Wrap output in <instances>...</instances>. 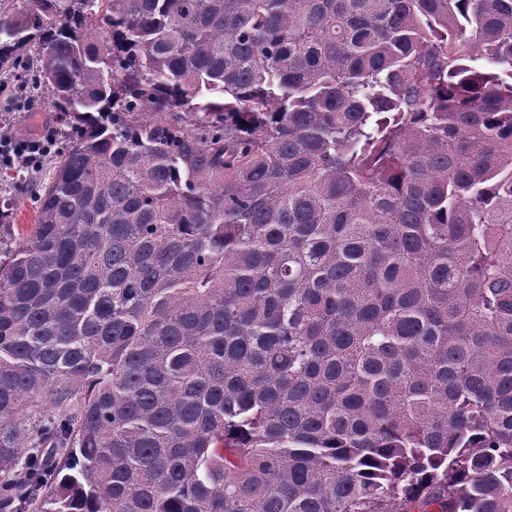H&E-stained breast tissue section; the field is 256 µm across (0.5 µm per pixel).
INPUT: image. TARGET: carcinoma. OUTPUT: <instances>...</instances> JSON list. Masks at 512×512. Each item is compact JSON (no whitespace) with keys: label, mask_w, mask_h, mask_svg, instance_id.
Returning <instances> with one entry per match:
<instances>
[{"label":"carcinoma","mask_w":512,"mask_h":512,"mask_svg":"<svg viewBox=\"0 0 512 512\" xmlns=\"http://www.w3.org/2000/svg\"><path fill=\"white\" fill-rule=\"evenodd\" d=\"M0 70V512H512V0H8ZM1 89L7 85L5 91L0 93V157L1 148L9 161L16 158L23 159L29 166H39L42 160V169L48 176L53 165L55 153L60 147V116L52 112L47 103V97L38 90H31L25 95H19L12 91L13 80L10 75L0 74ZM35 123L37 132L31 135L28 126ZM50 132L53 135V143L50 139L26 140L36 138ZM56 135V136H55ZM4 137L10 138L7 140ZM11 139H19L12 141ZM3 143V145H2ZM12 153V154H11ZM18 163L14 162L7 166L3 159L0 162L2 176V181L0 177V191L1 189H6L7 193L15 199L16 203L15 210L8 220L9 224H13L15 235L18 233H30L37 219L29 184L19 180L14 172V168L17 167ZM5 172L8 174L7 178L5 177Z\"/></svg>","instance_id":"obj_1"}]
</instances>
